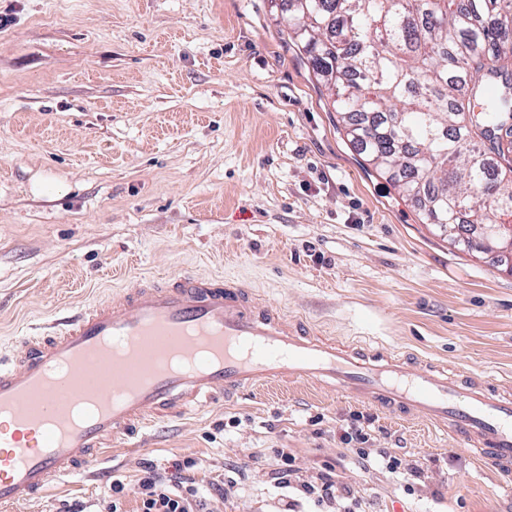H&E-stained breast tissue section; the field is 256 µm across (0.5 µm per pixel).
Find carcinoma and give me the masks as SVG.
<instances>
[{
    "instance_id": "obj_1",
    "label": "carcinoma",
    "mask_w": 512,
    "mask_h": 512,
    "mask_svg": "<svg viewBox=\"0 0 512 512\" xmlns=\"http://www.w3.org/2000/svg\"><path fill=\"white\" fill-rule=\"evenodd\" d=\"M281 5L348 142L422 223L469 251L461 229L512 216V0Z\"/></svg>"
}]
</instances>
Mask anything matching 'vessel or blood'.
I'll list each match as a JSON object with an SVG mask.
<instances>
[{
  "mask_svg": "<svg viewBox=\"0 0 512 512\" xmlns=\"http://www.w3.org/2000/svg\"><path fill=\"white\" fill-rule=\"evenodd\" d=\"M294 380L432 420L512 477V393L463 369L420 368L313 335L236 280L184 273L139 278L0 359V512L60 479H100L118 439Z\"/></svg>",
  "mask_w": 512,
  "mask_h": 512,
  "instance_id": "1",
  "label": "vessel or blood"
}]
</instances>
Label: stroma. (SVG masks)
I'll return each mask as SVG.
<instances>
[{
    "mask_svg": "<svg viewBox=\"0 0 512 512\" xmlns=\"http://www.w3.org/2000/svg\"><path fill=\"white\" fill-rule=\"evenodd\" d=\"M271 0H0V357L31 325L140 275L201 272L258 290L318 330L469 369L512 388V273L450 246L348 146ZM53 177L57 194L36 196ZM436 459L406 494L340 440ZM367 490L377 512H512L499 474L441 430L308 384L264 387L173 423L111 480L149 462L196 481L245 470L211 512H282L273 451ZM72 479L18 512L97 503Z\"/></svg>",
    "mask_w": 512,
    "mask_h": 512,
    "instance_id": "35a3bbf8",
    "label": "stroma"
}]
</instances>
